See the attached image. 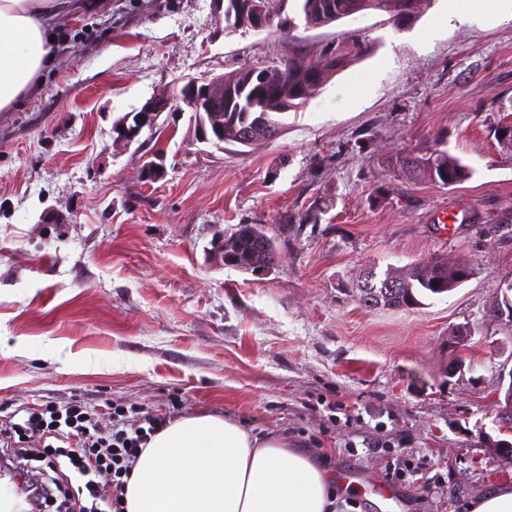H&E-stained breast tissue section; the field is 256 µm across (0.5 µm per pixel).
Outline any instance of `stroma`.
I'll return each mask as SVG.
<instances>
[{
	"mask_svg": "<svg viewBox=\"0 0 512 512\" xmlns=\"http://www.w3.org/2000/svg\"><path fill=\"white\" fill-rule=\"evenodd\" d=\"M422 0L402 27L368 12L328 26L225 34L216 0H92L55 17L56 62L21 108L0 111V409L133 405L170 418L236 419L353 476V512H468L512 486L496 441L512 384V327L486 309L512 280V18L461 17ZM366 52L248 147L196 143L190 112L163 114L154 147L114 145L112 124L185 77L319 53L341 33ZM441 149L472 171L443 187L401 167ZM466 207L453 239L441 209ZM253 224L270 270L217 267L208 251ZM448 259L472 275L410 310L359 306L366 268ZM471 334L448 344L452 328ZM379 437L425 461L385 475Z\"/></svg>",
	"mask_w": 512,
	"mask_h": 512,
	"instance_id": "obj_1",
	"label": "stroma"
}]
</instances>
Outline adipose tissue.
I'll return each mask as SVG.
<instances>
[{"instance_id": "ef3b65f1", "label": "adipose tissue", "mask_w": 512, "mask_h": 512, "mask_svg": "<svg viewBox=\"0 0 512 512\" xmlns=\"http://www.w3.org/2000/svg\"><path fill=\"white\" fill-rule=\"evenodd\" d=\"M61 0H0V110L16 107L54 60L48 18ZM125 512H336V474L283 436L228 417L177 418L138 458Z\"/></svg>"}]
</instances>
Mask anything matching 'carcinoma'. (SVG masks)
<instances>
[{
  "instance_id": "carcinoma-1",
  "label": "carcinoma",
  "mask_w": 512,
  "mask_h": 512,
  "mask_svg": "<svg viewBox=\"0 0 512 512\" xmlns=\"http://www.w3.org/2000/svg\"><path fill=\"white\" fill-rule=\"evenodd\" d=\"M421 0H298V11L307 28L331 25L355 18L367 11L389 16L399 25L417 13ZM262 26L266 30L291 33L298 28L296 18L286 16L274 23L268 0H227L224 10V34L247 33ZM362 51L358 37L347 35L327 46L319 54L285 59L277 65L227 72L207 79L214 108L223 111L224 143H240L245 128L265 118L269 130H256L255 141H270L281 134L280 117L305 103L326 85L336 71ZM502 146L512 148V114L502 118L495 129ZM406 166L415 174L426 175L444 186L465 181L471 169L446 150H435L424 158H411ZM274 243L262 230L252 224H241L224 240V263L244 272L266 265ZM471 274L468 266L447 261L429 267L415 266L407 272L387 269L382 273L372 267L356 284V297L365 308L412 309L421 304L420 296L448 293L461 282V274Z\"/></svg>"
}]
</instances>
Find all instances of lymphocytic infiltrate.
I'll list each match as a JSON object with an SVG mask.
<instances>
[{
	"label": "lymphocytic infiltrate",
	"instance_id": "1",
	"mask_svg": "<svg viewBox=\"0 0 512 512\" xmlns=\"http://www.w3.org/2000/svg\"><path fill=\"white\" fill-rule=\"evenodd\" d=\"M165 423L134 406L109 404L98 411L78 402L35 403L0 421V446L12 448L34 435L44 441L32 464L18 469L29 512L56 502L48 474L62 469L71 473L80 493L65 512H124L134 465Z\"/></svg>",
	"mask_w": 512,
	"mask_h": 512
}]
</instances>
